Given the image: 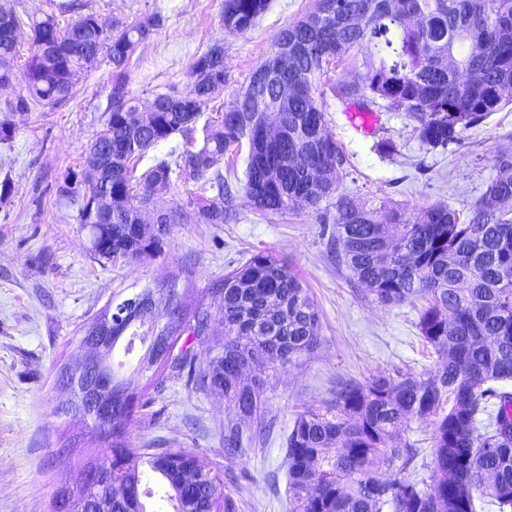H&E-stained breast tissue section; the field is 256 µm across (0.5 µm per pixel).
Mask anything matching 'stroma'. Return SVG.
Segmentation results:
<instances>
[{"label":"stroma","instance_id":"stroma-1","mask_svg":"<svg viewBox=\"0 0 512 512\" xmlns=\"http://www.w3.org/2000/svg\"><path fill=\"white\" fill-rule=\"evenodd\" d=\"M78 2L106 21L158 16L126 73L128 90L145 101L172 86L185 89L196 56L223 43L227 79L203 114L207 120L247 85L276 35L315 5L270 0L255 26L236 34L222 26L224 0ZM368 66L366 47H354L329 65L317 90L326 125L350 159L343 190L385 198L414 215L439 203L466 209L486 191L493 158L512 137V103L447 150L423 146L403 112H379L376 131L363 135L348 123L350 103L334 88L340 81L361 82ZM111 85L112 67L103 60L79 76L70 99L30 112L4 111L15 90L0 88V123L14 128L11 139L0 140V179L12 186L0 202V512H51L60 489L81 484L88 421L55 415L69 396L57 369L75 355L83 327L107 302L174 276L191 301L214 314L225 274L260 251L287 261L301 277L321 324L317 349L269 381L266 436L254 439L258 422L244 419L239 452L225 454L224 424L237 417L236 409L222 394L191 389L176 375L150 389L146 416L125 429L133 447L197 456L223 478L234 512H288L286 448L296 414L328 399L340 378L363 382L381 372L432 370L437 356L420 337L419 307L379 304L339 268L334 224L299 208L265 217L242 194L233 221L174 224L156 258L101 264L78 222L77 204L59 199L55 183L65 169L82 165L88 144L104 129ZM385 139L394 142L393 154L378 152Z\"/></svg>","mask_w":512,"mask_h":512}]
</instances>
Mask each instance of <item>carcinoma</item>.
Instances as JSON below:
<instances>
[{"instance_id":"1","label":"carcinoma","mask_w":512,"mask_h":512,"mask_svg":"<svg viewBox=\"0 0 512 512\" xmlns=\"http://www.w3.org/2000/svg\"><path fill=\"white\" fill-rule=\"evenodd\" d=\"M269 0H224V30L243 34L268 9ZM422 22L414 25L410 16ZM23 19L0 6V83L16 78ZM29 57L8 112L58 104L73 94V74L105 59L115 69L105 129L87 146L88 168H69L58 196L80 199L79 224L95 223L102 185L111 183L112 237L100 243L99 261L128 264L155 258L166 235L145 238L129 231L141 205L167 191L172 177L203 181L221 202L197 196L167 213L161 224H222L235 219V193L221 164L227 153L247 149L245 196L265 215L282 214L300 200L328 223L335 208L336 262L366 287L374 300L393 305L424 302L417 323L421 338L437 355L424 373H379L366 382L339 378L331 397L297 413L288 432L290 512H512V146L493 158L486 191L459 212L445 204L413 217L383 200L340 191L347 174L344 149L328 131L317 85L324 70H310L315 43L323 62L366 44L374 61L360 83H343L338 95L355 108L406 113L420 141L447 149L465 130L485 121L512 95V0H316L313 11L280 32L274 47L288 44L278 80L300 93L277 140L263 141L247 120L245 92L273 98L276 84H260L251 73L245 91L217 121L196 125L214 94L224 89V47L216 43L197 56L189 87L157 94L140 107L123 73L136 47L157 25L153 16L110 23L94 13L61 25L50 14L27 23ZM474 78L459 88L456 70ZM179 135V159L166 158L136 174L147 151ZM100 169V183H86ZM336 198L330 207L326 199ZM173 306L175 317L157 326L145 316L155 294ZM216 339L209 368L195 366L194 342L215 333L203 305H193L173 278L127 297L126 313L112 319V348L152 352L156 337L168 341L160 359L144 356L140 386L112 366V394L133 390L131 413L149 405L145 392L166 374L185 377L196 390L224 394L242 405L240 414L260 419L270 376L243 377L251 365L276 372L315 351L320 318L306 288L288 264L265 252L253 254L224 275ZM411 421L430 428L432 465L416 471L421 449L401 439ZM94 442L103 448L92 464L124 449L108 467L104 484H88L68 497L65 512H146L158 479L170 512H232L224 480L197 459L170 449L129 447L127 435L109 421L90 418ZM238 422L224 423V452L241 447Z\"/></svg>"}]
</instances>
